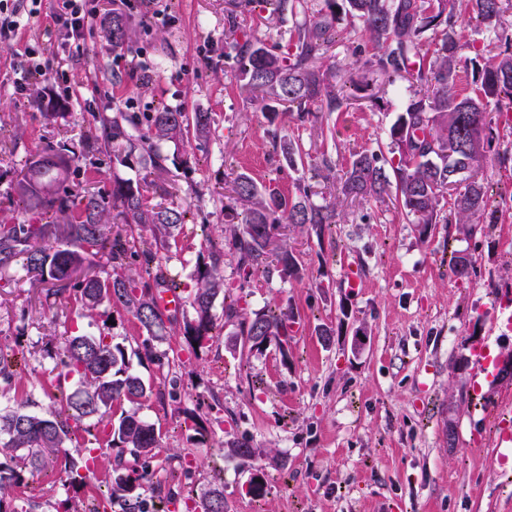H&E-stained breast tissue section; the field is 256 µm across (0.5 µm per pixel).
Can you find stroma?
<instances>
[{"label":"stroma","mask_w":512,"mask_h":512,"mask_svg":"<svg viewBox=\"0 0 512 512\" xmlns=\"http://www.w3.org/2000/svg\"><path fill=\"white\" fill-rule=\"evenodd\" d=\"M0 1L22 21L9 44H0V214L24 216L12 182L46 143L79 145L98 115L165 107L215 119L200 146L179 154L165 146L176 162L154 175L170 186L165 205L188 212L180 251L168 261L185 292L207 256L206 239L223 240L222 199L236 173L287 194L301 178L333 200L322 171L281 165L265 117L224 62L229 9L255 35L286 31L264 0H101L86 49L76 54L54 26L57 0ZM116 11L132 28L124 48L104 36ZM336 33L326 61L345 84L347 107L304 123L281 115L278 133L300 141L311 157L330 158L340 175L353 154L385 141L409 92L401 81L378 85L353 56L348 18L339 17ZM31 47L43 58H60L64 76L32 73L18 95L13 63ZM205 55L211 64L202 63ZM57 97L68 99L69 109L47 115ZM492 120L494 149L506 157L487 172L497 223L479 225L469 237L440 224L423 243L392 204L349 203L320 237L280 225L277 243L287 245L306 276L284 283L257 274L246 301L254 311L293 305L300 323L287 353L230 352L226 341L237 326L225 320L219 297L213 312L222 342L184 349L170 367L138 366L156 388L142 414L160 428L165 452L192 460L178 492L223 486L228 512H512V447L499 446L497 428L498 416L512 412V376L474 383L476 347H488L501 362L512 358V332L496 312L501 296L512 295V124L497 114ZM140 159L85 155L81 185L111 193L113 180L143 175ZM456 251L473 260L470 282L448 276ZM323 324L342 327L332 344L318 333ZM78 330L110 333L133 350L144 338L132 315L103 305L88 319L68 296H46L24 276H0V349L17 351L16 390L33 396L42 412L66 408L61 396L45 395L54 382L47 353ZM190 416L207 430V442L196 441ZM242 437L266 453L260 497L247 492L249 463L217 449L219 441ZM15 494L32 503L31 512H65L74 490L56 469Z\"/></svg>","instance_id":"35a3bbf8"}]
</instances>
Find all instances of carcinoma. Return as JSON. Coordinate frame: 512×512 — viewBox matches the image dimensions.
<instances>
[{"mask_svg": "<svg viewBox=\"0 0 512 512\" xmlns=\"http://www.w3.org/2000/svg\"><path fill=\"white\" fill-rule=\"evenodd\" d=\"M280 19H290L287 39L272 45L241 29L238 14L224 16V28L233 35L224 47V59L234 62L237 78L256 93L269 125H276L284 106L289 116L305 122L318 112H340L345 98L332 83L333 67L324 62L335 42L336 15L351 18L353 29L362 32L371 50L362 45L354 53L364 55L367 71L399 77L409 84V97L388 130V153L365 149L354 154L351 167L340 179L338 194L344 199L384 203L395 194L401 214L414 225L425 243L437 224H454L461 234H470L484 223L488 207L487 187L473 179L455 192L456 172L473 159L476 147L491 145L495 138L492 112L512 109V33L503 21L512 0H323L314 8L309 0H264ZM492 27L500 51L488 55L472 47L462 53V36L455 30L464 13ZM112 45L121 47L130 38V24L122 14L112 16L107 31ZM471 75L474 94L457 89L461 71ZM100 133L84 141L82 150L42 147L31 176L18 193L31 217L0 220V274L22 273L53 285L52 294L72 289L80 316L93 318L106 304L113 311L132 315L146 333L140 348L128 353L126 346L108 333L74 334L67 337L56 357L57 387L70 378L76 389L67 396L68 417L44 415L32 410L30 396L0 408V512H25L12 495L26 483V476L62 465L73 470L76 463L65 449L71 423L89 421L100 444L117 449L104 498L113 512H168L175 492L170 482L189 472L186 457L168 455L159 459L161 434L140 415L137 404L153 394L132 367L131 356L151 363L174 362L179 353L159 344L178 334L187 348L196 350L220 340L212 314L214 299L224 294L226 319H237V337L231 350L250 351L273 346L286 353L297 314L291 303L275 309L249 312L241 301L250 287L254 270L266 264L269 230L277 224L308 226L321 234L336 223L337 202H316L310 185L297 183L294 194L260 187L246 174L232 183L224 197L225 223L233 225L222 248L208 246L209 261L196 269L191 293L193 321L178 331L166 323L157 300L161 288L177 292V281L163 262L178 245L187 211L154 203L143 193L140 182L112 184V208L98 191L76 192L64 185L69 175L80 176L79 162L85 152L106 153L122 143L138 139L143 157L154 170L166 169L169 156L162 146L178 148L190 138L205 141L213 123L209 112H181L165 108L158 112H119L100 119ZM273 146L281 161L292 170L305 167L310 154L299 143L278 137ZM449 211H444L447 200ZM53 219L45 220L46 215ZM122 225L115 232L113 226ZM237 259L238 284L224 282V257ZM112 267L103 278L101 264ZM449 270L459 282L470 280L471 257L463 252L450 259ZM273 272L283 282L302 278V266L286 247H276ZM14 361L0 349V379L11 385ZM134 408L112 415L124 403ZM231 457L254 461L263 470L262 457L247 439L227 442ZM97 448L87 449L85 473L72 485L86 487L96 479ZM133 461H128V458ZM194 512H226L224 488L215 487L189 498Z\"/></svg>", "mask_w": 512, "mask_h": 512, "instance_id": "carcinoma-1", "label": "carcinoma"}]
</instances>
